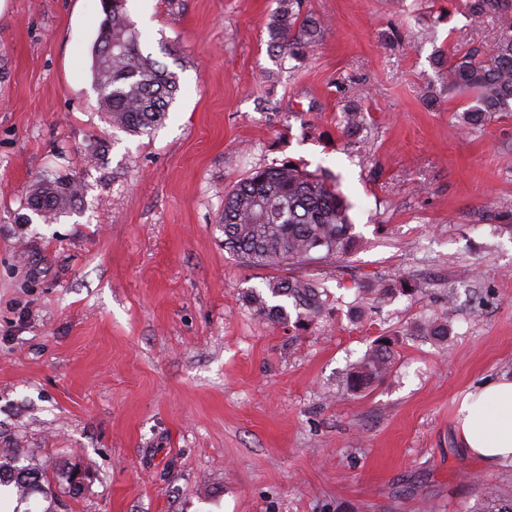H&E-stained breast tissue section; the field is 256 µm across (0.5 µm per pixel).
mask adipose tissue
I'll use <instances>...</instances> for the list:
<instances>
[{
  "mask_svg": "<svg viewBox=\"0 0 512 512\" xmlns=\"http://www.w3.org/2000/svg\"><path fill=\"white\" fill-rule=\"evenodd\" d=\"M458 436L461 446L484 465L512 462V379L486 381L465 397Z\"/></svg>",
  "mask_w": 512,
  "mask_h": 512,
  "instance_id": "obj_1",
  "label": "adipose tissue"
}]
</instances>
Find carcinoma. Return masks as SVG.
Instances as JSON below:
<instances>
[{
    "label": "carcinoma",
    "mask_w": 512,
    "mask_h": 512,
    "mask_svg": "<svg viewBox=\"0 0 512 512\" xmlns=\"http://www.w3.org/2000/svg\"><path fill=\"white\" fill-rule=\"evenodd\" d=\"M125 2L101 0L104 19L92 64L98 105L112 127L149 134L165 120L179 84L175 73L142 53ZM303 5L304 0H278L267 23L270 44L291 58L311 48L324 27V21L303 13ZM463 6L475 16L512 12V0H464ZM437 64L442 66L449 93L476 101L461 115L463 126H481L492 116L512 112V24L500 29L489 49H455L439 55ZM363 121L361 106L353 103L343 108L345 129H357ZM82 192L74 176L43 177L30 190L27 206L39 216H60L74 208ZM348 211L349 204L334 180L283 163L255 172L225 193L219 227L224 248L251 266L312 262L355 250ZM266 289L265 294L251 291L246 301L260 318L273 323H290V307L299 324L322 319L332 310L325 292L308 280L274 278L266 282ZM449 331L448 321L428 318L413 324L408 335L444 341ZM398 340L395 334L378 336L350 365L345 377L348 389L363 392L384 382L395 363ZM22 458L19 453L0 456V484H14L22 499L36 489L45 491L42 482L51 478L69 484L78 476L77 467L64 465L50 478L21 464ZM471 483L476 497L466 512H512V491L478 477Z\"/></svg>",
    "instance_id": "obj_1"
}]
</instances>
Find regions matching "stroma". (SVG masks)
Here are the masks:
<instances>
[{"label":"stroma","mask_w":512,"mask_h":512,"mask_svg":"<svg viewBox=\"0 0 512 512\" xmlns=\"http://www.w3.org/2000/svg\"><path fill=\"white\" fill-rule=\"evenodd\" d=\"M274 0H127L143 53L180 89L151 134L112 128L91 49L101 0H0V448L45 471L30 512H464L472 474L457 410L512 379V115L464 130L436 51L489 48L501 18L462 0H307L329 22L306 58L270 52ZM434 87L428 102L419 91ZM365 121L344 131L348 102ZM287 161L340 184L358 248L253 267L224 248V194ZM83 185L44 222L43 175ZM309 279L335 305L307 327L245 301ZM405 280L373 302L359 290ZM403 340L362 395L348 365L382 331ZM450 328L448 321L439 320L438 318H428L426 320L414 323L408 330V335L429 336L437 341L448 339Z\"/></svg>","instance_id":"1"}]
</instances>
